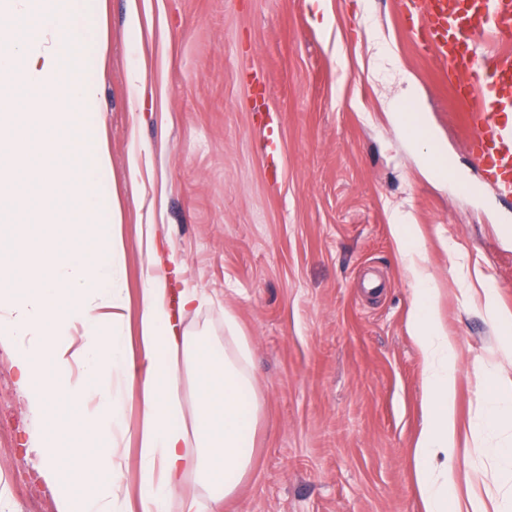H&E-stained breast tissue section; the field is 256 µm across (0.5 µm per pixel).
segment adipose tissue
<instances>
[{
  "label": "adipose tissue",
  "mask_w": 512,
  "mask_h": 512,
  "mask_svg": "<svg viewBox=\"0 0 512 512\" xmlns=\"http://www.w3.org/2000/svg\"><path fill=\"white\" fill-rule=\"evenodd\" d=\"M23 28L0 32V90L21 93V111L0 117V344L11 348L19 385L41 425L33 450L37 476L61 491L59 512H117L128 494L118 445L134 434L140 468L138 512H218L183 492L187 475L202 486L235 492L255 447L261 399L247 365V346L217 349L202 337L177 335L165 278L149 273L140 293L139 358L129 356L122 328L125 244L96 193L109 167L95 124L98 86L87 79L78 33L82 0H0V16ZM62 200L70 231L34 227V198ZM399 251L418 287L408 334L423 361L426 414L414 447L424 512H456L459 480L454 344L438 317L429 272L395 228ZM194 378V418L178 401L181 375ZM484 423L508 443L491 498L493 512H512V380L497 362L474 372ZM138 406L129 424L127 408Z\"/></svg>",
  "instance_id": "adipose-tissue-1"
}]
</instances>
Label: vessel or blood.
Wrapping results in <instances>:
<instances>
[{
  "label": "vessel or blood",
  "mask_w": 512,
  "mask_h": 512,
  "mask_svg": "<svg viewBox=\"0 0 512 512\" xmlns=\"http://www.w3.org/2000/svg\"><path fill=\"white\" fill-rule=\"evenodd\" d=\"M413 40L433 51L455 99L468 152L484 184L512 202V54L486 55L482 40L512 42V0H399ZM260 160L272 182L283 159L275 121L263 123Z\"/></svg>",
  "instance_id": "obj_1"
}]
</instances>
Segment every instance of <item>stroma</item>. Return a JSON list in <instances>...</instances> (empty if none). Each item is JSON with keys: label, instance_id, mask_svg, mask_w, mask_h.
Wrapping results in <instances>:
<instances>
[{"label": "stroma", "instance_id": "stroma-1", "mask_svg": "<svg viewBox=\"0 0 512 512\" xmlns=\"http://www.w3.org/2000/svg\"><path fill=\"white\" fill-rule=\"evenodd\" d=\"M85 70L99 86L94 117L110 167L97 186L118 209L126 242L130 317L150 271L143 225L159 229L168 307L179 332L223 347L249 343L262 406L247 478L222 512H423L413 449L425 393L423 359L407 333L415 295L391 234L411 220L421 262L438 288L437 312L456 360L461 428L450 463L498 473L474 371L512 359L464 282L492 289L512 310V207L480 183L457 129L459 107L416 46L398 0H88ZM395 53L418 78L399 100L383 58ZM269 77L280 115L284 174L270 185L255 145L252 76ZM143 82H135V74ZM416 116L390 122L385 102ZM436 151L453 176L424 172ZM139 153V175L129 156ZM475 184L458 192L456 179ZM201 300L183 305L188 292ZM36 421L0 347V512H59V491L38 480L30 454Z\"/></svg>", "mask_w": 512, "mask_h": 512}]
</instances>
